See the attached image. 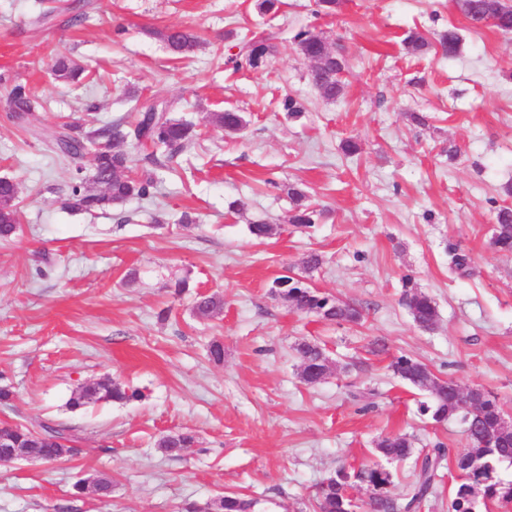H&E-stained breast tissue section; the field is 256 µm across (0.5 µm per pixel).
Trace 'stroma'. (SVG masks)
<instances>
[{
    "instance_id": "stroma-1",
    "label": "stroma",
    "mask_w": 512,
    "mask_h": 512,
    "mask_svg": "<svg viewBox=\"0 0 512 512\" xmlns=\"http://www.w3.org/2000/svg\"><path fill=\"white\" fill-rule=\"evenodd\" d=\"M89 3L75 26L67 0H0V178L20 188V230L0 242V386L15 392L0 420L59 426L82 450L51 465H0V512H182L236 491L255 499L254 512H314L337 468L377 461L401 499L414 462L380 460L379 440L406 433L419 451L466 440L460 421L420 415L423 393L390 368L400 355L512 411V256L491 245L496 208L512 204V32L473 26L457 0H341L319 18L314 0H283L273 16L254 0ZM303 26L348 60L336 99L320 96L291 43ZM171 27L199 37L189 58L174 59L158 38ZM450 29L459 35L450 57L404 43ZM254 32L271 37L267 67L228 69L232 44ZM58 54L90 68L86 84L54 75ZM14 82L40 98L31 124L7 117ZM287 95L304 105L301 118L279 110ZM166 104L199 136L153 169L146 148L122 143L135 175L152 172L150 198L95 215L64 209L75 164L47 150L62 124L85 134ZM227 109L245 114L240 132L211 124ZM348 138L360 146L352 158ZM292 186L317 212L311 226L288 221ZM235 201L242 211H231ZM252 223L276 233L254 239ZM452 246L468 273L449 270ZM311 253L322 263L307 273ZM289 271L362 307L363 324L297 312L271 290ZM407 276L436 304L434 331L402 303ZM199 293L223 295V313L197 319ZM215 338L220 365L207 356ZM377 339L386 352L372 353ZM304 340L334 364L314 385L299 378ZM107 377L141 399L67 408L80 383ZM367 391L365 411L355 395ZM185 429L196 447L165 457L157 439ZM98 472L111 476V496L72 498L75 482Z\"/></svg>"
}]
</instances>
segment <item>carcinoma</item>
<instances>
[{"label": "carcinoma", "mask_w": 512, "mask_h": 512, "mask_svg": "<svg viewBox=\"0 0 512 512\" xmlns=\"http://www.w3.org/2000/svg\"><path fill=\"white\" fill-rule=\"evenodd\" d=\"M461 9L470 22L481 27L489 25L503 32L512 31V4L506 0H462ZM176 58H185L199 45L198 37L190 30L168 28L156 32ZM296 51L315 62L327 61L329 69L325 76L314 79V85L321 96L334 100L343 93L344 75L347 72L346 59L332 53L325 40L312 28L299 29L292 37ZM238 52L227 58V63L236 70L258 71L266 67L272 51L269 38L255 35L242 40L237 45ZM54 74L64 80L77 81L84 73V67L72 59L61 56L53 66ZM38 107L37 97L32 89L16 82L9 92V118L15 123L29 121ZM211 123L229 133L242 130L246 120L242 113L227 109L211 114ZM134 136L140 142L150 143L163 149L167 160L178 156L195 136L192 123L176 119L167 109L156 112H142L136 122L124 128L120 122L99 127L85 136L61 132L49 145V149L74 161L89 158L90 174H84L82 166L76 167L64 204L75 212L93 213L110 204L123 203L131 198H146L153 187L151 177H136L126 174L128 157L120 149V144ZM288 196L293 202L289 223L309 226L315 223V211L303 204L301 190L290 187ZM17 187L10 181H0V240L8 241L19 231L17 224ZM493 244L504 253L512 254V207L497 209ZM280 296L298 311L316 314L328 322L358 324L363 313L357 307L328 296L306 282V277L298 275L276 277L272 282ZM402 301L413 321L423 330L433 331L437 323L435 302L428 295L411 289V279H405ZM224 309V300L216 294H198L192 311L200 319L217 317ZM296 351L301 362L300 377L308 385L318 383L323 365L320 358L326 357L324 349L317 343L303 341L297 344ZM394 374L411 386L429 392L430 400L419 405V412L437 423L461 419L465 424L467 454L442 445L425 451L415 461L413 481L400 500L387 495L390 473L383 467L372 464L352 471L354 482L366 486L371 491L370 512H416L433 493L434 480L443 462L452 463L457 474L449 512H481L482 506L496 501L501 507L512 505V480L497 477V469L503 463L512 464V429L503 430L499 418L505 413L504 405L498 397L488 391L476 406V411L464 409L451 386L439 389L430 387L424 379L430 376L427 365L407 355L395 357L390 363ZM142 397L137 389H132L110 378L89 379L72 392L68 399L71 410L82 409L98 402L126 403ZM12 448H26L48 463L66 456H77L81 449L74 446L75 438L64 430L49 424L30 428L22 424L0 421V442ZM197 438L190 431L167 434L158 440L157 447L170 459L184 457V451L195 447ZM376 451L392 461H404L414 453L413 443L405 434H395L381 439ZM346 468L336 469L334 475L322 483L317 497L318 512H343L341 505L345 499V483L341 477ZM112 493V478L98 475L73 485V496L82 498L96 496L107 498ZM255 502L248 496L229 492L217 497L206 506L189 503L184 512H253Z\"/></svg>", "instance_id": "carcinoma-1"}]
</instances>
